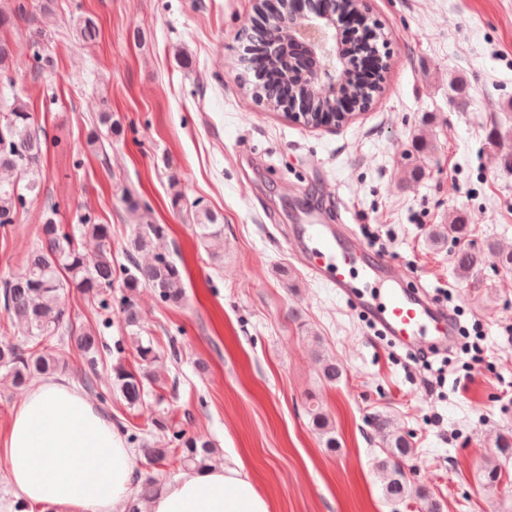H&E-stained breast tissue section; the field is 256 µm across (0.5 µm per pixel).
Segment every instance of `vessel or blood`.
<instances>
[{"instance_id":"1","label":"vessel or blood","mask_w":512,"mask_h":512,"mask_svg":"<svg viewBox=\"0 0 512 512\" xmlns=\"http://www.w3.org/2000/svg\"><path fill=\"white\" fill-rule=\"evenodd\" d=\"M293 252L317 280L351 298L377 324L383 335L409 350H447L455 328L447 311L420 288H410L407 276L362 240L310 213L296 225Z\"/></svg>"}]
</instances>
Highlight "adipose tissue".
<instances>
[{
	"label": "adipose tissue",
	"mask_w": 512,
	"mask_h": 512,
	"mask_svg": "<svg viewBox=\"0 0 512 512\" xmlns=\"http://www.w3.org/2000/svg\"><path fill=\"white\" fill-rule=\"evenodd\" d=\"M135 467L109 417L62 380L26 394L0 444V468L17 499L43 512H125ZM144 512H269V506L234 461L183 472Z\"/></svg>",
	"instance_id": "obj_1"
}]
</instances>
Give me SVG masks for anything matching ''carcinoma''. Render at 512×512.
<instances>
[{
    "label": "carcinoma",
    "mask_w": 512,
    "mask_h": 512,
    "mask_svg": "<svg viewBox=\"0 0 512 512\" xmlns=\"http://www.w3.org/2000/svg\"><path fill=\"white\" fill-rule=\"evenodd\" d=\"M25 13L19 4L6 9L0 6V71L16 69L13 49L6 33ZM81 40L94 41L99 28L94 18L87 16L78 25ZM346 91L357 108H365L373 96L382 91L380 82L365 86L351 81ZM252 94L258 101L277 106L285 100L297 102L299 111L290 118L310 127L348 125L356 113L343 111L338 96H326L309 86L299 77L288 81H272L266 85H253ZM122 133L120 124L113 119L112 111L104 109L97 115L89 133L90 142L101 138L112 141ZM42 131L35 127L30 102L23 96H14L0 113V173L15 175L13 180H0V227L14 224L28 197H37L43 188L41 170ZM57 206L49 205L40 227L41 243L28 256L23 268L11 277L0 281V297L7 318L21 326L26 337L17 343H0V370L11 378L17 388H25L37 379L49 377L65 368L63 350L72 344L83 356L87 365L84 372L86 386L96 375L100 353L99 336L90 327H79L70 319L62 295L67 288H75L86 295L98 308L106 310L112 303V286L120 282L119 303L122 308L124 328L134 339L140 364L129 369L122 358L112 364V384L132 408L143 405L147 385L156 383L150 370L159 357L153 342L141 338V317L135 301L139 289L152 288L161 301L177 305L185 298V285L181 268L164 252L155 249L157 240L165 236L162 224H141L130 241L127 250L129 265L112 264L110 226L101 224L90 215L80 219L77 226L56 222ZM195 232L200 240L221 239L224 227L218 216L207 208L195 211ZM91 238L98 248L93 254L86 253L79 239ZM149 256L145 263L139 257ZM512 270V251H501L490 242L482 251L463 249L455 256V269L467 277L487 262ZM307 414L312 428L324 439V447L336 451L339 442L328 415L314 398H309ZM374 426L383 437L385 457L378 461L386 499L394 504L402 502L410 493V487L398 460L414 455L409 440L402 434L389 431L390 420L374 418ZM170 442L180 448L177 461L181 470H202L210 466L216 452L212 442L202 434L187 436L180 431L172 433ZM141 452L149 465L165 461L172 449L153 444L141 446ZM159 479L146 475L138 484L136 500L128 512H140L139 503L148 501L157 493Z\"/></svg>",
    "instance_id": "obj_1"
}]
</instances>
